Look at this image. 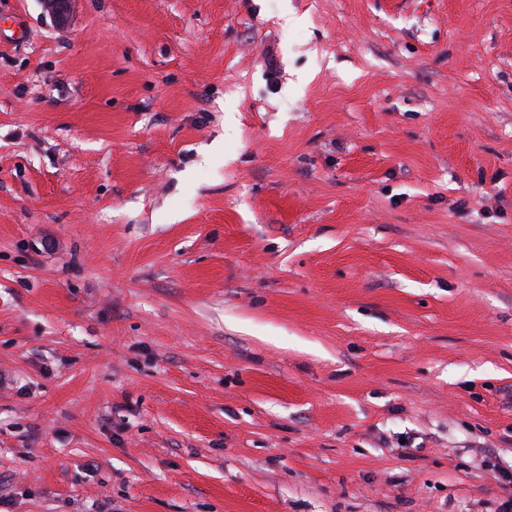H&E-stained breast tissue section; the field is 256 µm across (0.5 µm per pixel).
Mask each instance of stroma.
<instances>
[{
	"label": "stroma",
	"mask_w": 512,
	"mask_h": 512,
	"mask_svg": "<svg viewBox=\"0 0 512 512\" xmlns=\"http://www.w3.org/2000/svg\"><path fill=\"white\" fill-rule=\"evenodd\" d=\"M505 472L512 0H0V512Z\"/></svg>",
	"instance_id": "35a3bbf8"
}]
</instances>
